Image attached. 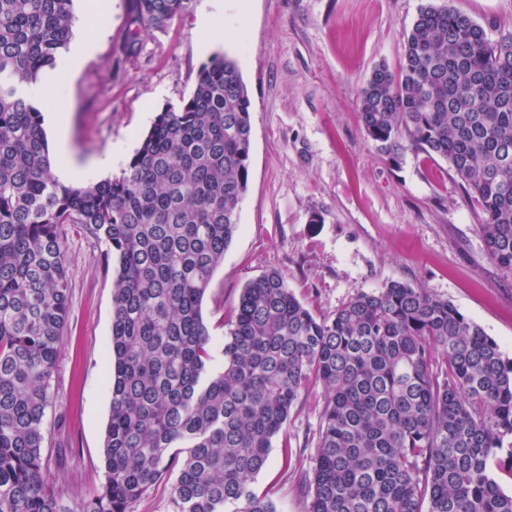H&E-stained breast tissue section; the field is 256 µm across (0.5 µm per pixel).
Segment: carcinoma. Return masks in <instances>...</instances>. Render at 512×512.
I'll list each match as a JSON object with an SVG mask.
<instances>
[{
	"label": "carcinoma",
	"instance_id": "carcinoma-1",
	"mask_svg": "<svg viewBox=\"0 0 512 512\" xmlns=\"http://www.w3.org/2000/svg\"><path fill=\"white\" fill-rule=\"evenodd\" d=\"M188 2L132 0L133 23L162 30ZM72 3L0 0V512H131L174 470L171 512H275L249 485L312 384L306 512H512L492 477L512 472V362L446 298L391 281L318 317L272 269L242 289L211 368L202 303L248 188L246 85L213 56L120 176L65 186L24 88L56 67ZM358 115L379 148L448 162L489 258L512 274V31L490 37L452 0L422 6ZM64 224L116 260L106 479L73 509L42 454L69 310Z\"/></svg>",
	"mask_w": 512,
	"mask_h": 512
}]
</instances>
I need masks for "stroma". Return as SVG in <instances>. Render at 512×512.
Instances as JSON below:
<instances>
[{
    "instance_id": "obj_1",
    "label": "stroma",
    "mask_w": 512,
    "mask_h": 512,
    "mask_svg": "<svg viewBox=\"0 0 512 512\" xmlns=\"http://www.w3.org/2000/svg\"><path fill=\"white\" fill-rule=\"evenodd\" d=\"M74 0L72 41L94 50L77 70L62 50L58 107L70 156L87 182L119 176L156 115L180 105L199 67L233 58L251 100L248 189L240 228L206 291L202 313L223 362L225 320L252 279L277 269L309 309L329 316L361 291L401 281L448 298L512 362V275L487 253L478 209L443 159L410 148L378 149L361 127L359 90L379 64L396 68L404 33L427 0H189L167 28L133 22L131 0H108L89 26ZM490 35L512 31V0H453ZM224 16V40L200 47L202 15ZM135 37L136 52L125 50ZM114 151L111 171L93 163ZM70 306L50 387L44 470L72 506L105 482L110 415L108 344L115 270L77 226L62 234ZM321 387L292 411L287 438H274L268 466L250 484L276 512H305L298 491L314 467ZM290 463H283L284 447Z\"/></svg>"
}]
</instances>
